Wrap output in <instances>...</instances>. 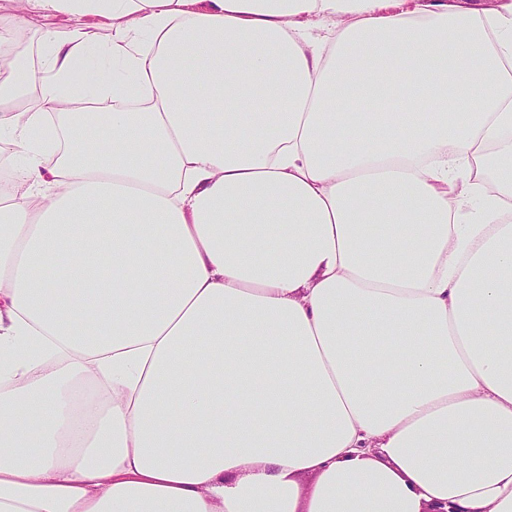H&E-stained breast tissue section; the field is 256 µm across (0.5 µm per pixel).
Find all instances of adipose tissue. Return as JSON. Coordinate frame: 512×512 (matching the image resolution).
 <instances>
[{
	"label": "adipose tissue",
	"mask_w": 512,
	"mask_h": 512,
	"mask_svg": "<svg viewBox=\"0 0 512 512\" xmlns=\"http://www.w3.org/2000/svg\"><path fill=\"white\" fill-rule=\"evenodd\" d=\"M0 153V512H512V0H0ZM73 23L74 21L69 20L67 16L63 15L48 19L33 17L18 34L17 39L22 47L28 50L30 60L37 63L39 60V39L42 31L47 27H54L62 31Z\"/></svg>",
	"instance_id": "ef3b65f1"
}]
</instances>
